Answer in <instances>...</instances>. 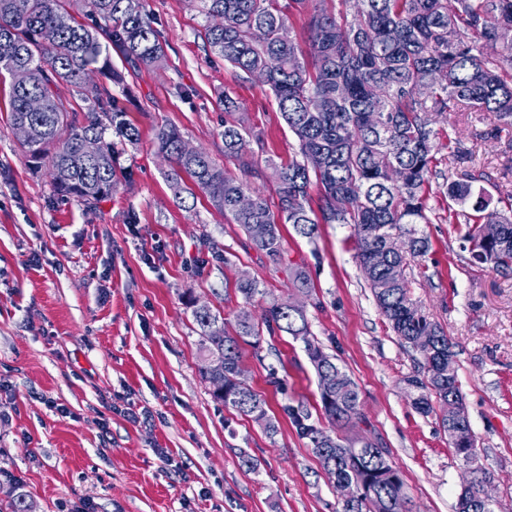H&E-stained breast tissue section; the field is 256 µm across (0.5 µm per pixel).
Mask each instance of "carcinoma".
<instances>
[{"instance_id":"cac0c4a2","label":"carcinoma","mask_w":512,"mask_h":512,"mask_svg":"<svg viewBox=\"0 0 512 512\" xmlns=\"http://www.w3.org/2000/svg\"><path fill=\"white\" fill-rule=\"evenodd\" d=\"M84 24L73 14L72 0H0V77H9L10 124H26L32 137L23 143L33 168L49 171L55 190L87 204L112 195L125 171L117 162L120 146L136 144L139 129L126 119L117 100L108 95L86 101L77 110L54 93L66 82L78 89L90 74L120 85L125 73L154 66L165 49L145 0H80ZM208 24L203 39L207 51L249 77L268 86L277 108L295 136L300 158L276 170L277 211L266 198L226 175L206 151L192 155L180 150L181 133L173 126L156 129L158 152L169 162L167 178L176 193L194 196L195 187L232 223L250 233V225L267 224L253 246L271 261L281 258L279 225L291 224L310 241L321 224L353 227L356 258L376 304L399 339L434 334L430 349H417L423 377L407 382L419 390L414 399L424 414L444 410L462 393L458 373L448 374L452 343L423 307L406 308L412 300L407 275L411 261L423 257L430 242L419 224L429 223L425 187L433 174L435 117L472 108L491 112L512 125V74L500 59L512 61V43L493 38L498 26L512 27V0H344L351 19L338 18L331 0H198ZM308 33L305 46L292 36L293 18ZM491 50L476 52V43ZM125 64L112 67V55ZM45 101L41 112L28 110L30 98ZM100 141L96 157L88 158L82 142ZM224 159L253 171L249 143L260 136L235 121H224ZM319 153L323 167L306 166L308 155ZM470 174L448 184V198L463 210L448 209V223L470 225L465 241L482 256V263L503 269L512 261V213L490 207L484 189ZM318 187L317 208L310 205L311 185ZM483 224L500 225V241L479 238ZM396 233L408 239L405 255L385 250ZM235 290L247 301L264 293L257 279L239 280ZM200 350L224 358V397L221 402L261 424L269 436L277 433L265 398L235 383L241 365V345L257 349L263 332L286 333L304 343L318 385L331 378L336 399L321 398L324 416L345 426L361 418L356 383L313 338L306 314H293L288 302L265 309L263 322H254L245 309L233 329L208 307L192 310ZM298 434L309 440L320 465L332 464L358 489L336 512H407L404 481L387 449L368 438L364 450L352 451L343 441L311 420L301 405L285 408Z\"/></svg>"}]
</instances>
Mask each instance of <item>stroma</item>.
I'll return each mask as SVG.
<instances>
[{"instance_id": "stroma-1", "label": "stroma", "mask_w": 512, "mask_h": 512, "mask_svg": "<svg viewBox=\"0 0 512 512\" xmlns=\"http://www.w3.org/2000/svg\"><path fill=\"white\" fill-rule=\"evenodd\" d=\"M165 44L161 65L111 87L138 127L119 164L127 173L90 207L61 198L46 171H32L9 122V86L0 83V512L25 496L30 512H336L338 499L309 443L283 407L304 403L323 421L315 372L301 341L264 336L261 352L242 347L246 381L278 425H262L217 403L200 368L190 304L234 323L240 309L261 315L301 297L312 336L356 382L363 422L342 437H375L405 483L410 512H455L464 468L436 415L413 405L408 377L420 356L380 313L354 258L352 229L324 224L315 241L281 227L283 257L253 248L205 193L184 207L158 155V126L178 127L228 176L247 181L277 206L275 168L298 144L267 87L210 55L197 0H146ZM235 119L261 135L252 145L261 177L225 161V97ZM439 149L425 192L430 252L414 263L411 293L453 344L465 409L494 512H512V273L492 271L465 249L466 224L448 221L446 186L472 170L492 203L512 193V127L489 112L438 118ZM312 283L299 295L289 277ZM265 291L244 300L241 275ZM133 403L138 421L121 413ZM168 461H161V454ZM248 454L256 470L242 468Z\"/></svg>"}]
</instances>
